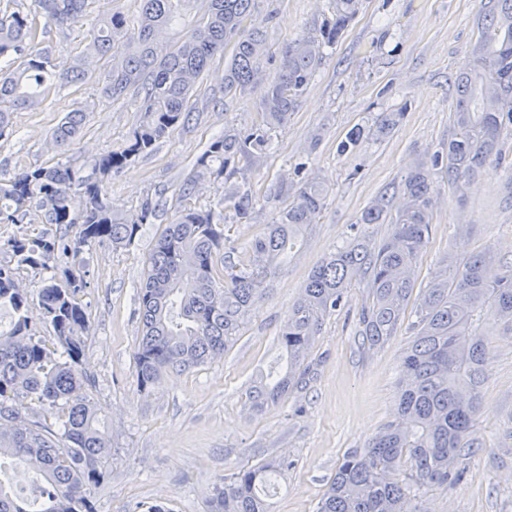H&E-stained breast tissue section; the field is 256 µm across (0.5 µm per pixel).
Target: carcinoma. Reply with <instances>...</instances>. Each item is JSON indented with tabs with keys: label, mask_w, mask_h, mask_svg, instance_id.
Segmentation results:
<instances>
[{
	"label": "carcinoma",
	"mask_w": 512,
	"mask_h": 512,
	"mask_svg": "<svg viewBox=\"0 0 512 512\" xmlns=\"http://www.w3.org/2000/svg\"><path fill=\"white\" fill-rule=\"evenodd\" d=\"M141 2L136 26L127 27L119 12L102 20L71 70L59 74L48 69V57L34 44L30 15L0 11V138L12 128L14 112L36 109L54 82L80 83L101 61L107 68L103 96L118 99L131 92L141 101L126 145L95 160L90 173L58 162L26 168L0 184V224H20L34 207L41 223L57 226L52 235L0 242V250L13 258L11 265L0 264V307L12 311L9 328L0 327V457L26 462L48 487L33 504L0 485V512H93L91 501L112 448L92 402L81 393L91 385L83 367L90 316L78 299L87 284L85 272L73 261L94 243L130 246L143 225L153 223L162 201L147 198L134 214L116 213L107 203L105 183L189 120L197 80L228 45L233 57L224 95L260 92L258 120L244 131L227 129L208 144L178 188L174 218L152 245L139 288L142 329L134 358L140 387L163 371H189L224 353L326 200L323 182L306 175L278 221L255 237L239 260L215 213L186 205L200 182L222 179V210L239 223L250 222L257 197L238 183V164L270 150L272 132L288 124L325 50L342 36L360 0H331V17L288 44L271 78L260 76L256 66L262 33L245 25L256 0H208L199 24L175 43L167 33L179 22L185 0ZM34 3L36 13L59 27L77 23L89 7V0ZM456 86L448 154L431 163L445 164L448 184L458 191L501 160L503 131L512 128V0H481L478 36ZM83 121L84 111L67 113L54 130L55 146L69 150ZM401 191V206L394 207L384 191L358 217L360 224L388 225L386 238L379 243L357 238L311 272L278 335L288 371L270 372L251 387L254 410L278 403L303 382L316 336L352 283L366 288L358 325L367 349L384 346L403 326L415 268L432 237L427 164L406 175ZM75 192L85 198L79 213L70 207ZM496 262L486 247L468 256L453 276L445 266L431 276L414 311L416 320L409 324L414 340L401 363L399 418L342 458L317 512H416L409 504L420 489L460 480L475 444L488 357L485 324L512 332V265L495 273ZM24 267L51 273L39 305L56 340L52 350L31 333L28 295L17 280ZM32 396L49 406L54 423L28 418L30 407L23 399ZM289 466L288 458L279 457L232 474L210 499L211 512H270L267 488Z\"/></svg>",
	"instance_id": "1"
}]
</instances>
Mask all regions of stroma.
I'll return each mask as SVG.
<instances>
[{
    "mask_svg": "<svg viewBox=\"0 0 512 512\" xmlns=\"http://www.w3.org/2000/svg\"><path fill=\"white\" fill-rule=\"evenodd\" d=\"M479 9L480 0H363L287 126L274 132L269 153L243 164V179L259 201L250 223L226 216L224 234L241 248L274 223L284 205L278 191L299 183L301 165L327 186L324 208L224 355L187 372H163L145 388L137 383L134 351L141 329L137 292L152 242L172 220L174 191L208 143L225 129L243 130L257 120L254 98L224 96V56H216L199 80L190 124L174 128L113 176L106 186L113 210L136 213L151 196L165 206L131 246L96 244L76 257L88 273L79 294L92 324L83 360L94 378L88 394L112 443L93 498L95 512H209L214 489L225 478L283 456L290 467L270 489L271 512H316L343 456L395 418L411 336L403 328L383 347L363 349L357 319L366 292L360 285L326 318L301 386L261 413L251 409L247 392L280 365L278 334L312 268L355 234L382 239L386 225L359 223L362 210L400 185L419 161L447 153L455 78L470 60ZM140 11V0H93L70 27L40 23L36 43L63 72L100 20L118 12L132 25ZM329 14V0H259L246 24L263 34L260 70L274 76L284 47ZM104 76L100 68L79 85L56 84L40 108L14 113L12 134L0 139V182L35 165L69 159L89 164L125 146L140 99L103 97ZM75 109L85 112L82 131L69 151H58L53 132ZM382 112L403 118L390 133L339 152L352 128L372 126ZM500 150L502 164L486 167L459 192L449 188L444 167L430 168L433 235L416 270L417 287L426 286L446 257L459 262L488 246L502 263H512V132L504 133ZM455 224L471 227L469 240L457 247L448 239ZM17 278L29 296L33 333L53 344L39 306L43 272L27 267ZM488 333L474 432L478 448L462 482L419 491L412 504L420 512H512V334L495 325Z\"/></svg>",
    "mask_w": 512,
    "mask_h": 512,
    "instance_id": "1",
    "label": "stroma"
}]
</instances>
